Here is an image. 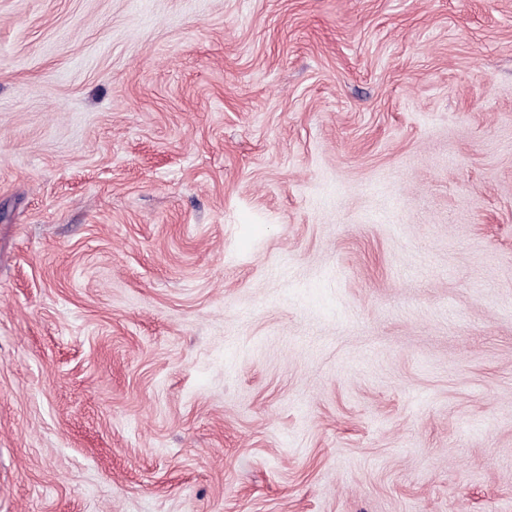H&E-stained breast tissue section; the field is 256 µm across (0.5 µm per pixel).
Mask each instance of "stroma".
<instances>
[{"instance_id":"stroma-1","label":"stroma","mask_w":512,"mask_h":512,"mask_svg":"<svg viewBox=\"0 0 512 512\" xmlns=\"http://www.w3.org/2000/svg\"><path fill=\"white\" fill-rule=\"evenodd\" d=\"M0 512H512V0H0Z\"/></svg>"}]
</instances>
